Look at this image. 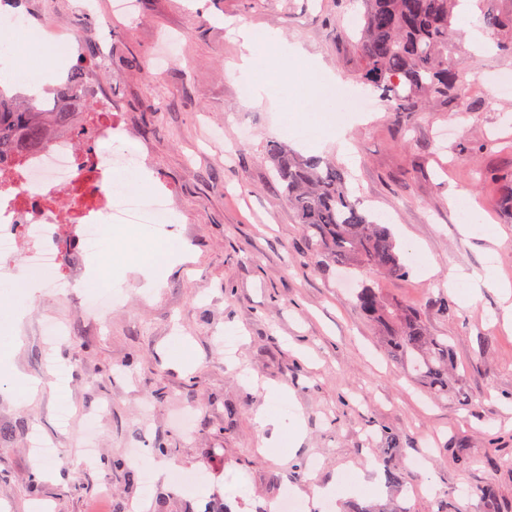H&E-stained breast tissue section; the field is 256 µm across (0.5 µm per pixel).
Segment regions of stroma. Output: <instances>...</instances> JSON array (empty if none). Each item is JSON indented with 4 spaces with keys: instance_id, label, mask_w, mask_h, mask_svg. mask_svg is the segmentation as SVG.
<instances>
[{
    "instance_id": "35a3bbf8",
    "label": "stroma",
    "mask_w": 512,
    "mask_h": 512,
    "mask_svg": "<svg viewBox=\"0 0 512 512\" xmlns=\"http://www.w3.org/2000/svg\"><path fill=\"white\" fill-rule=\"evenodd\" d=\"M20 2L23 13L78 34L67 70L108 52L102 85L116 140L136 148L133 171L145 189L169 195L179 254L155 262L150 285L133 264L97 280L93 260L76 248L67 259L72 288L33 295L12 361L37 392L15 395L12 378H0L7 512H33L38 500L53 512H116L144 497L149 512H262L284 491L302 500L340 470L365 466L384 482V500L410 512H512V467L503 465L512 457V326L500 319L503 289L512 287V210L479 178L512 171V98L495 93L512 78V52L492 42L476 51L471 37L486 16L511 14L512 0H473V24L458 27L466 101H433L407 120L381 101L342 126L303 89L286 98L265 89L262 71L242 70L235 30L299 45L305 62L357 95L362 0H131L125 14L114 0H94L88 12L84 0ZM245 78L254 84L247 96L238 89ZM272 140L336 162L360 209L388 224L408 273L365 281L451 337V395L429 394L388 359L382 332L354 304L356 282L308 249L268 159ZM452 189L467 209L450 204ZM471 214L479 225L468 230ZM485 266L492 283L465 304L449 274ZM108 292L119 303L107 316L91 313L90 300ZM442 296L453 304L446 315ZM49 323L65 330L52 344L43 336ZM228 336L233 368L224 363ZM281 384L302 410L305 434L297 446L281 436L272 452L255 415L266 404L278 409L266 393ZM91 420L98 453L86 469L79 449ZM35 436L58 450L40 466ZM159 440L170 445L162 455ZM132 448L156 473L151 490L107 465ZM391 469L402 485L387 484ZM176 472L189 488H175ZM487 485L495 502L480 494Z\"/></svg>"
}]
</instances>
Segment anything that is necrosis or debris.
Returning a JSON list of instances; mask_svg holds the SVG:
<instances>
[{
  "mask_svg": "<svg viewBox=\"0 0 512 512\" xmlns=\"http://www.w3.org/2000/svg\"><path fill=\"white\" fill-rule=\"evenodd\" d=\"M93 136L77 148L71 132H61L41 147L0 163V261L13 262L17 252L26 254L28 276L49 280L52 287H69L63 274L67 242L94 249L116 224L170 223L163 191L132 196L112 189V172L133 157H116L99 148L111 128L92 124ZM66 197L78 224L70 238L59 231L60 212L47 203L49 195Z\"/></svg>",
  "mask_w": 512,
  "mask_h": 512,
  "instance_id": "necrosis-or-debris-1",
  "label": "necrosis or debris"
}]
</instances>
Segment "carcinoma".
<instances>
[{"label":"carcinoma","mask_w":512,"mask_h":512,"mask_svg":"<svg viewBox=\"0 0 512 512\" xmlns=\"http://www.w3.org/2000/svg\"><path fill=\"white\" fill-rule=\"evenodd\" d=\"M458 0H363L361 50L356 81L394 102L392 111H424L431 100L463 102L469 86L452 58ZM497 45L512 51V15L489 16ZM0 158L55 138L74 121L67 112H42L29 97L8 95L0 86ZM268 158L282 194L303 224L311 246L338 265L397 278L407 274L403 255L387 225L362 212L351 199L344 171L335 163L305 159L278 141ZM502 200L512 207V174L494 177ZM356 306L386 333L389 356L426 384L435 397L448 394L454 355L450 338L434 336L421 314L361 283Z\"/></svg>","instance_id":"cac0c4a2"}]
</instances>
